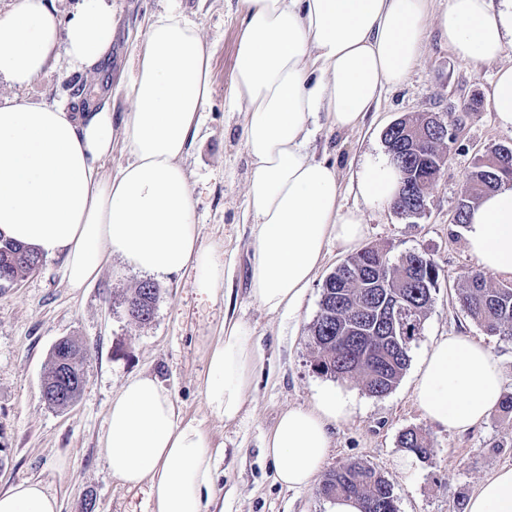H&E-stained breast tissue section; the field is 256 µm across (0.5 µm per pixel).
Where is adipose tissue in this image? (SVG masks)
<instances>
[{
    "label": "adipose tissue",
    "mask_w": 512,
    "mask_h": 512,
    "mask_svg": "<svg viewBox=\"0 0 512 512\" xmlns=\"http://www.w3.org/2000/svg\"><path fill=\"white\" fill-rule=\"evenodd\" d=\"M242 15L231 85L246 113L251 161L245 200L253 251L251 298L268 313L295 312L329 244L349 251L364 239L359 209L345 207L334 164L308 149L319 118L337 130L360 128L387 87L419 56L427 19L462 61L496 60L512 44V0H238ZM112 0H78L61 17L48 0H14L0 15V82L30 86L52 64L94 73L112 55ZM126 85L132 112L110 106L78 112L67 101L0 99V237L62 258L68 288L95 281L112 258L161 276L185 269L216 296L225 265L203 245L195 188L183 159L211 95V57L198 27L177 7L148 19ZM127 160L108 170L115 142ZM399 173L390 157L368 158L356 189L368 203L392 202ZM464 246L483 270L512 278V187L471 208ZM208 409L241 418L264 350L243 322L224 321L207 351ZM503 378L485 345L451 334L435 340L415 381L425 419L452 433L482 423L499 403ZM102 447L114 478L148 485L152 512H210L218 451L200 426L181 417L154 377L129 379L109 406ZM349 415L335 391L313 406L283 411L261 448L278 481L311 484L332 446L333 425ZM467 512H512V467L503 466L470 498ZM0 512H60L39 481L0 491Z\"/></svg>",
    "instance_id": "1"
}]
</instances>
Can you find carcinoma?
I'll return each instance as SVG.
<instances>
[{
    "instance_id": "carcinoma-1",
    "label": "carcinoma",
    "mask_w": 512,
    "mask_h": 512,
    "mask_svg": "<svg viewBox=\"0 0 512 512\" xmlns=\"http://www.w3.org/2000/svg\"><path fill=\"white\" fill-rule=\"evenodd\" d=\"M421 118H404L384 133L388 153L396 163L401 179L424 182L423 195L435 183L432 175L440 162L448 159V141L431 138L417 148L409 149L407 128L420 126ZM512 179V160L500 152L482 154L474 162L466 178V193L458 206V221L466 222L468 210L482 194ZM35 251L27 246L0 238V277L18 279L32 272L27 260L18 256ZM441 268L426 252L412 251L397 257L390 250L367 246L345 259L342 266L327 276L322 286L319 311L309 328L315 369L333 379H358L374 397L390 393L400 381L410 361L412 344L420 335L422 321L431 305L432 290L437 288ZM160 289L144 281L125 299V306L137 304L146 312H154ZM406 306L400 331L392 332L381 319V309L396 298ZM461 309L490 335L512 336V285H492L481 274L464 276L458 292ZM403 337L404 351L392 349L389 337ZM343 336L355 351L336 355V338ZM79 346L70 342L67 349L50 354V367L44 386L61 385L60 372L78 382L83 378ZM400 447L419 458H428L429 441L420 432L407 429L399 436ZM320 494L358 499L365 512H397L390 483L371 465L352 461L330 472L320 486Z\"/></svg>"
}]
</instances>
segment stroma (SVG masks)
<instances>
[{"mask_svg": "<svg viewBox=\"0 0 512 512\" xmlns=\"http://www.w3.org/2000/svg\"><path fill=\"white\" fill-rule=\"evenodd\" d=\"M116 34L112 58L95 75L70 74L58 63L30 87L0 84V95L28 100H73L87 95L109 104L115 114L132 111L122 88L129 59L148 17L167 0H112ZM196 22L210 53L212 93L202 112V128L184 164L196 187V220L204 243L221 244L230 269L214 299L201 296L195 274L186 270L156 278L161 298L148 323L128 317L123 300L146 276L113 259L98 279L74 293L62 278L61 259L43 260L36 271L0 288V489L25 480L41 481L56 495L61 512H83L93 497L95 512H152L148 486L128 487L108 469L101 441L109 428V405L122 386L139 375L157 377L168 388L184 419L201 422L221 453L217 499L224 512H330L317 484L290 489L275 479L260 444L280 414L311 406L321 392L336 390L349 402L350 417L333 427V444L322 470L347 461L372 465L393 488L398 512H466L481 482L498 468L512 466V415L492 410L484 423L456 434L429 424L414 393V375L433 341L453 333L482 340L512 395V337L487 334L458 303L460 275L476 264L464 250L462 225L453 221L466 176L486 147L512 144V129L498 125L490 94L499 67L512 65V46L497 61L473 66L461 61L427 22L412 72L389 88L364 126L339 131L321 124L311 141L316 157L335 163L339 191L349 207L361 208L368 225L365 245L429 253L443 270L439 286L410 351L409 365L388 395H369L358 381H340L313 367L309 328L319 311L326 277L346 259L329 247L298 311L270 314L254 302L247 287L252 253L244 215L250 175L242 142L244 111L231 106V76L240 33L236 0H179ZM477 102L473 112L463 104ZM440 115L456 131L447 164L429 188L426 209L405 216L388 204L365 205L352 177L367 156L385 151L383 132L394 120ZM244 322L265 350L242 418L233 423L205 406L204 353L225 317ZM79 342L85 377L76 402L64 410L43 397L50 352L62 338ZM423 431L431 456L421 459L400 448L401 431Z\"/></svg>", "mask_w": 512, "mask_h": 512, "instance_id": "obj_1", "label": "stroma"}]
</instances>
